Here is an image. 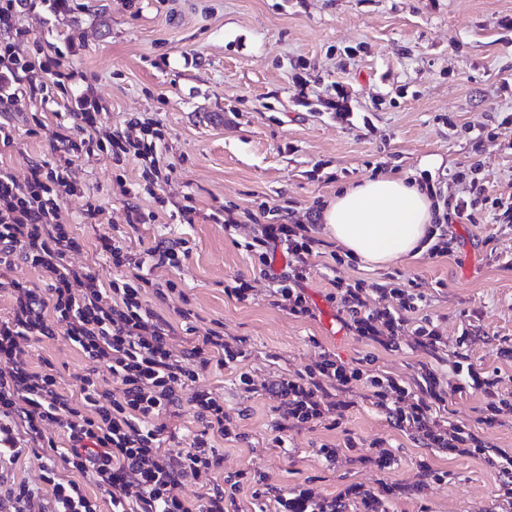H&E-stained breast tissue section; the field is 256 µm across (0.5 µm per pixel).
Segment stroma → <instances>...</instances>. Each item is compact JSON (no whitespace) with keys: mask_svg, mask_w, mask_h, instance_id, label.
Returning <instances> with one entry per match:
<instances>
[{"mask_svg":"<svg viewBox=\"0 0 512 512\" xmlns=\"http://www.w3.org/2000/svg\"><path fill=\"white\" fill-rule=\"evenodd\" d=\"M12 23L27 32L28 52L84 75L0 106V123L13 135L0 143V167L17 180L31 161L58 158V133L78 125L74 96L96 97L107 134L136 137L141 123L160 124L157 160L173 167L169 179L149 188L136 160L118 165L106 153H82L73 167L77 193L64 200L62 216L82 242L69 262L100 278L119 272L102 259L99 238H121L151 281L146 303L175 328V349L214 330L239 340L245 369L260 380L304 371L322 347L349 363L375 354L381 369L410 377L423 354L371 350L326 299L334 279L382 283L398 273L419 279L447 339L439 367L468 334L473 363L499 371L500 391L512 393V365L497 354L512 345V223L493 219L496 197L512 195V0H75L67 14L36 0ZM427 157L436 165L422 166ZM475 164L486 200L476 222L449 224L450 255L373 270L331 259L337 245L319 227V212L341 184L389 173L430 179L442 197L458 198L468 195ZM90 203L100 220L87 218ZM131 203L156 220L130 223ZM186 205L193 212L184 223L178 212ZM258 223L313 225L322 254L311 259L304 288L315 319L271 305L269 282L244 248ZM174 237L187 240L188 257L177 268L154 265L149 249ZM237 275L253 287L249 300L224 291ZM170 281L176 291H167ZM184 309L194 332L183 329ZM27 358L35 366L50 361L60 391L82 404L88 362L75 345L59 334L31 342ZM199 374L201 384L223 389L224 410L243 435L217 441L225 468L333 495L350 483L414 481L425 459L447 470V482L389 502L388 512H500L494 467L416 447L361 388L335 429L291 431L282 450L271 443L273 400L235 395L231 371L210 365ZM377 438L397 458L385 473L345 459L329 468L315 454L319 442L352 439L358 456ZM67 444L62 430L47 428L27 455L0 462V488L39 485L29 512H51L52 486L41 475L51 446Z\"/></svg>","mask_w":512,"mask_h":512,"instance_id":"35a3bbf8","label":"stroma"}]
</instances>
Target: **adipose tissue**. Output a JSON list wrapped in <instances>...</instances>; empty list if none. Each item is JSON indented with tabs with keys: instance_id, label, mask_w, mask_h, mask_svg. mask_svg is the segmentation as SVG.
<instances>
[{
	"instance_id": "adipose-tissue-1",
	"label": "adipose tissue",
	"mask_w": 512,
	"mask_h": 512,
	"mask_svg": "<svg viewBox=\"0 0 512 512\" xmlns=\"http://www.w3.org/2000/svg\"><path fill=\"white\" fill-rule=\"evenodd\" d=\"M436 201L418 182L381 174L342 184L323 205V230L368 268L416 258L436 221Z\"/></svg>"
}]
</instances>
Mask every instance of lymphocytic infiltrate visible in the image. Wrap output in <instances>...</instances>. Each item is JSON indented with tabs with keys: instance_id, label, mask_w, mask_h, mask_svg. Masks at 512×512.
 Masks as SVG:
<instances>
[{
	"instance_id": "obj_1",
	"label": "lymphocytic infiltrate",
	"mask_w": 512,
	"mask_h": 512,
	"mask_svg": "<svg viewBox=\"0 0 512 512\" xmlns=\"http://www.w3.org/2000/svg\"><path fill=\"white\" fill-rule=\"evenodd\" d=\"M30 2L0 0V30L6 34L0 43L1 105L45 89L46 62L26 54V32L11 26L13 16ZM71 110L82 135L59 134V160L31 164L22 184L0 171V269L21 259L38 268L47 281L46 288L39 289L0 279V288L7 289L13 302L11 316L0 320V357L7 364L0 370V459L15 460L26 451L14 434V419L25 423L33 439L42 437L46 426H57L68 435L63 460L79 473L91 475L109 494L112 512H239L237 495L249 482L254 485V498H267L274 512H348L353 502L360 512H384L386 500L421 493L444 480L443 471L421 461L415 483H385L377 491L351 484L326 496L311 486L284 490L263 475L252 480L243 470L223 471L224 456L215 448L214 438L235 442L242 435L224 411L223 394L197 384L198 367L213 363L233 370L238 394L261 390L276 401L279 419L273 442L277 447H285L293 429L335 428L352 406L351 390L359 385L370 392L389 424L419 447L481 458L497 468L498 494L512 498V454L491 447L479 427L439 414L450 395L471 389L485 398L479 426L491 427L512 417V396L499 390L498 374L476 369L467 351L455 352L449 373L423 362L405 379L376 369L374 357L347 363L324 348L304 372L260 384L244 370L245 353L236 339L219 332L209 331L189 347L174 351L172 325L142 300L148 283L144 275L131 273L107 282L66 264V255L80 247L61 214L63 200L77 191L72 166L78 154L98 150L118 164L136 158L144 163L143 179L153 183L161 171L149 158L163 138L161 130L149 124L136 140L118 134L97 136L98 108L85 95L74 98ZM317 244L308 224H258L245 244L268 275L272 305L296 318L316 316L303 285ZM279 253L287 264L276 274L272 264ZM327 299L353 336L375 348L436 355L445 345L439 325L426 312L427 297L416 279L398 277L369 285L361 279L339 278ZM59 331L89 363L80 379L86 403L82 410L60 392L50 362L32 367L26 359L31 341ZM101 364L111 370L115 389H100L96 372ZM188 386L193 393L186 400L181 392ZM186 407L201 423V432L188 447H164L165 418ZM187 482L203 489L196 502L181 494Z\"/></svg>"
}]
</instances>
